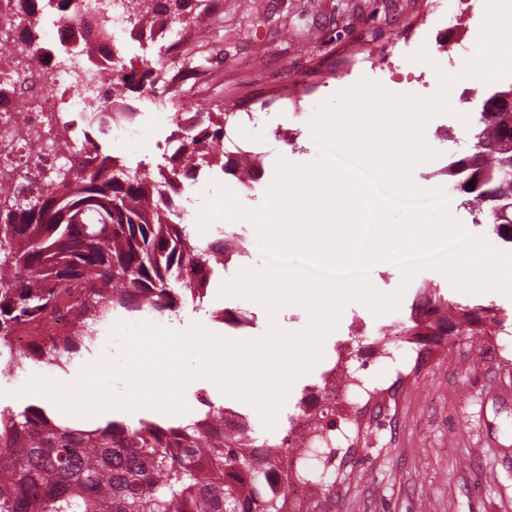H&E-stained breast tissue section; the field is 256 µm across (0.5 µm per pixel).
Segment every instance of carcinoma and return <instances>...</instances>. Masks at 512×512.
<instances>
[{"mask_svg": "<svg viewBox=\"0 0 512 512\" xmlns=\"http://www.w3.org/2000/svg\"><path fill=\"white\" fill-rule=\"evenodd\" d=\"M189 8L191 0H131L132 27L152 34ZM35 38L32 28H16L0 48ZM80 50L102 74L119 72L109 90L117 100L156 84L151 68L138 73L121 56L114 62ZM223 136L211 119L189 137L172 138L184 165L157 178L98 151L33 180L30 194L0 175V349L7 362L61 368L89 346L94 326L111 311L172 314L203 301L224 264V237L198 236L173 194L180 179L203 168L237 175L238 155L211 150ZM470 138V152L452 158L442 176L466 196L473 223L512 245V107L478 113ZM73 288L83 294L73 312L79 330L14 349L18 326L58 314ZM454 307L439 294L411 306L407 333L439 341L496 322L487 306L456 307L453 319L446 312ZM251 447L246 429L224 432L221 407L185 425L112 421L94 429L38 405L18 413L0 408V512H282L280 490L258 475Z\"/></svg>", "mask_w": 512, "mask_h": 512, "instance_id": "1", "label": "carcinoma"}]
</instances>
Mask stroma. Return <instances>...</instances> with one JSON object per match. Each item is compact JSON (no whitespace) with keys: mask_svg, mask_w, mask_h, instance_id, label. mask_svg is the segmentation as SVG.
<instances>
[{"mask_svg":"<svg viewBox=\"0 0 512 512\" xmlns=\"http://www.w3.org/2000/svg\"><path fill=\"white\" fill-rule=\"evenodd\" d=\"M425 2L216 0L215 19L202 37L207 47L188 64L217 71V78L199 92L127 94L119 109L130 113L142 134L117 151L110 142L99 141V150L152 174L170 169L169 140L176 126L159 123L157 111L172 116L190 107L216 112L246 87L269 91L319 70L325 77L305 92L299 113L269 102L252 135L261 151L309 163L318 154L310 120L317 104L339 92L343 63L351 52L369 51L384 71L380 84L394 94L428 97L438 88L436 67L460 72L448 56L475 47L483 18L475 14L474 0H447L449 20L440 23L429 17ZM422 47L430 63L411 61ZM492 90L474 78L453 87V114L432 118L425 131L433 136L436 127L445 125L455 138L433 137L438 156L414 168V183L434 185L436 171L469 151V129L459 116L476 117ZM231 227L246 255L225 261L202 304L190 302L181 309L174 319L180 330L198 323L232 340L255 339L267 330L264 313L250 300L219 294L222 283L241 266L262 262L254 227L244 220ZM370 280L383 293L402 290L399 308L377 316L362 303L346 305L324 342L322 361L296 381L274 429H265L251 405L206 381L186 388L187 413L113 410L96 416L95 425L114 420L134 426L142 419L176 425L213 405L244 415L261 443L286 434L289 420H300L313 402V424L334 422L340 435L335 448L318 457L315 470L298 476L301 485L314 488L305 501L310 512H512V298L458 291L432 269L418 272L406 284L400 268L388 261L373 265ZM423 285L459 303L493 307L500 322L476 343L453 336L427 350L410 344L404 328ZM223 311L246 315L249 326L237 329L224 323L219 318ZM347 378L378 392L379 400L360 409L341 402L334 389Z\"/></svg>","mask_w":512,"mask_h":512,"instance_id":"1","label":"stroma"}]
</instances>
